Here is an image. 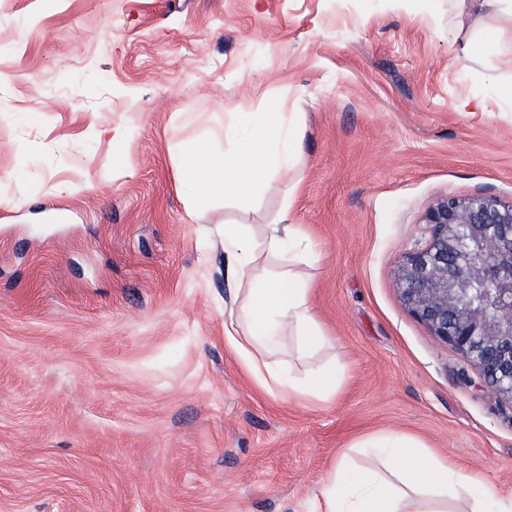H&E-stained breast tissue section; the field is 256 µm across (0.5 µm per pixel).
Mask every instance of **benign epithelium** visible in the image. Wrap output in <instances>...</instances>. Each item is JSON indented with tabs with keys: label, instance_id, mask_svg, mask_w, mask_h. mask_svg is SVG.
Here are the masks:
<instances>
[{
	"label": "benign epithelium",
	"instance_id": "benign-epithelium-1",
	"mask_svg": "<svg viewBox=\"0 0 512 512\" xmlns=\"http://www.w3.org/2000/svg\"><path fill=\"white\" fill-rule=\"evenodd\" d=\"M423 223L429 239L397 271L402 304L512 400V202L443 197L426 207Z\"/></svg>",
	"mask_w": 512,
	"mask_h": 512
}]
</instances>
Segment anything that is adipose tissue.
Here are the masks:
<instances>
[{
    "instance_id": "adipose-tissue-1",
    "label": "adipose tissue",
    "mask_w": 512,
    "mask_h": 512,
    "mask_svg": "<svg viewBox=\"0 0 512 512\" xmlns=\"http://www.w3.org/2000/svg\"><path fill=\"white\" fill-rule=\"evenodd\" d=\"M455 2L462 19L482 21L458 45V60L465 63L480 54V33L487 26L499 42V62L512 68V0ZM303 135V116L298 112H259L246 125L225 123V147L202 137L177 152L178 179L196 209L219 198L252 197L270 190L278 173L295 169ZM290 209V204H283L275 222L265 225L259 237L248 225H225L224 254L234 278L249 275L261 258L271 266L252 278L239 310L230 312L224 322V335L267 390L326 402L342 384L335 366L298 380L288 364H273L264 357L287 329L305 352L328 342L310 303L305 272L313 261L309 236L302 225L290 223ZM424 492L436 498L430 512H448L449 499L461 498L468 488L448 459L422 451L409 437L389 436L380 441L377 457L367 466L336 463L320 491L319 512H405L406 502Z\"/></svg>"
}]
</instances>
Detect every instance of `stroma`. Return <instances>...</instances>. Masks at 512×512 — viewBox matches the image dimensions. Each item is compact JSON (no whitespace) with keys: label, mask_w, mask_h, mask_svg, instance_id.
Masks as SVG:
<instances>
[{"label":"stroma","mask_w":512,"mask_h":512,"mask_svg":"<svg viewBox=\"0 0 512 512\" xmlns=\"http://www.w3.org/2000/svg\"><path fill=\"white\" fill-rule=\"evenodd\" d=\"M451 0H0V512H315L342 455L414 437L512 497V400L401 303L446 196L512 200V70ZM276 105L302 184L187 212L174 147ZM132 127L114 143L108 128ZM291 196L336 398L265 391L224 339L225 224Z\"/></svg>","instance_id":"1"}]
</instances>
